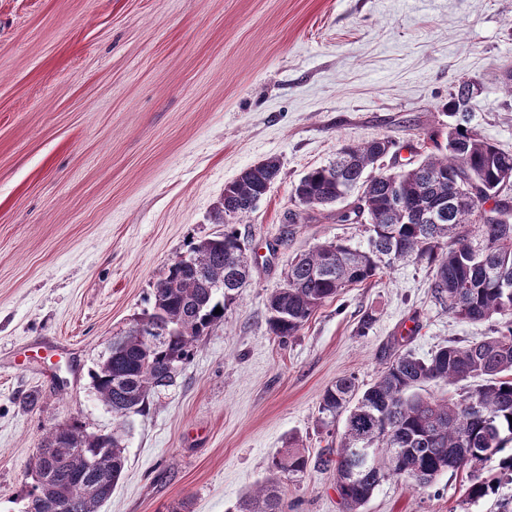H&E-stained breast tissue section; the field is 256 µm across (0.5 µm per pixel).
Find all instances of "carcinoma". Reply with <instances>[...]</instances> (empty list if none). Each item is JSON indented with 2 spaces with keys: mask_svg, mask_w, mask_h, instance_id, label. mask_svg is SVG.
<instances>
[{
  "mask_svg": "<svg viewBox=\"0 0 512 512\" xmlns=\"http://www.w3.org/2000/svg\"><path fill=\"white\" fill-rule=\"evenodd\" d=\"M472 92L464 81L448 102L445 142L415 167L373 172L393 142L377 138L344 144L327 165L301 177L294 197L305 209L331 207L351 193L359 209L336 214L341 222L368 224L367 245L323 243L295 256L284 285L267 298L271 334L285 341L311 315L346 288L366 283L399 260L434 265L430 288L448 314L468 323L510 317L495 336L467 345L447 344L428 358L398 350L377 381L364 387L343 377L319 402L320 424L343 421L336 448L316 463L336 472L343 512H362L383 482L401 479L424 488L450 471L473 469L512 444V153L504 152L469 126ZM280 163L268 158L246 168L224 187L216 235L190 247L192 268L171 264L153 293L151 308L123 336L93 375V387L116 420L110 434H88L77 423L50 430L43 447L51 460L35 466L45 495L62 499L68 512H98L125 469L121 430L131 414L143 412L162 386L167 366L188 360L197 338L224 319L215 313L231 305L249 276L246 245L237 221L251 213L278 177ZM440 203L446 216L418 220ZM184 330L151 344L146 336L168 326ZM462 384L458 397L423 394L426 384ZM310 455L291 438L272 456L269 477L242 496L229 512H285L284 481L302 477ZM494 480L474 479L469 497L495 491Z\"/></svg>",
  "mask_w": 512,
  "mask_h": 512,
  "instance_id": "1",
  "label": "carcinoma"
}]
</instances>
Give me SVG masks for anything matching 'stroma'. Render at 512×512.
<instances>
[{"mask_svg":"<svg viewBox=\"0 0 512 512\" xmlns=\"http://www.w3.org/2000/svg\"><path fill=\"white\" fill-rule=\"evenodd\" d=\"M512 0H0V512H23L47 432L111 433L90 373L150 306L192 243L218 232L225 185L274 157L280 173L238 229L251 277L174 382L130 416L122 478L99 512H227L297 439L337 435L323 391L375 381L388 352L492 335L400 261L345 290L280 343L266 298L290 261L365 243L294 187L342 144L395 142L421 160L448 101L474 86L470 125L512 153ZM468 472L382 483L364 512H502L512 482L472 501ZM287 512H342L332 469L286 482Z\"/></svg>","mask_w":512,"mask_h":512,"instance_id":"obj_1","label":"stroma"}]
</instances>
